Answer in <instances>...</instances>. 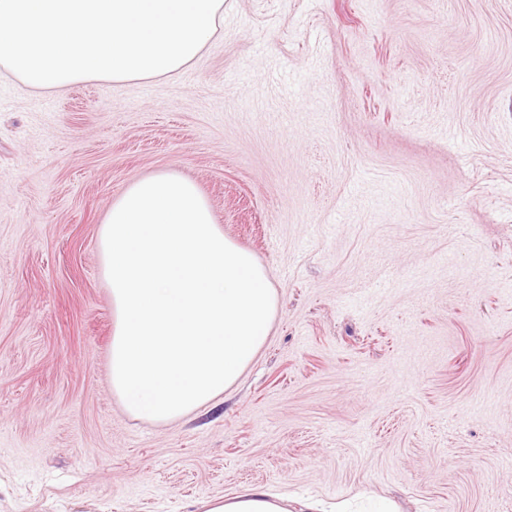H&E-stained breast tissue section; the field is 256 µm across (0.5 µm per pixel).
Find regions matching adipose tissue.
Listing matches in <instances>:
<instances>
[{"label": "adipose tissue", "mask_w": 512, "mask_h": 512, "mask_svg": "<svg viewBox=\"0 0 512 512\" xmlns=\"http://www.w3.org/2000/svg\"><path fill=\"white\" fill-rule=\"evenodd\" d=\"M223 22L224 0H0V78L44 93L165 76L195 64ZM202 512L288 510L254 488Z\"/></svg>", "instance_id": "adipose-tissue-1"}]
</instances>
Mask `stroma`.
I'll list each match as a JSON object with an SVG mask.
<instances>
[{
	"instance_id": "35a3bbf8",
	"label": "stroma",
	"mask_w": 512,
	"mask_h": 512,
	"mask_svg": "<svg viewBox=\"0 0 512 512\" xmlns=\"http://www.w3.org/2000/svg\"><path fill=\"white\" fill-rule=\"evenodd\" d=\"M159 172L279 297L239 382L166 423L112 391L99 249ZM254 487L512 512V0H224L182 73L0 80V512Z\"/></svg>"
}]
</instances>
